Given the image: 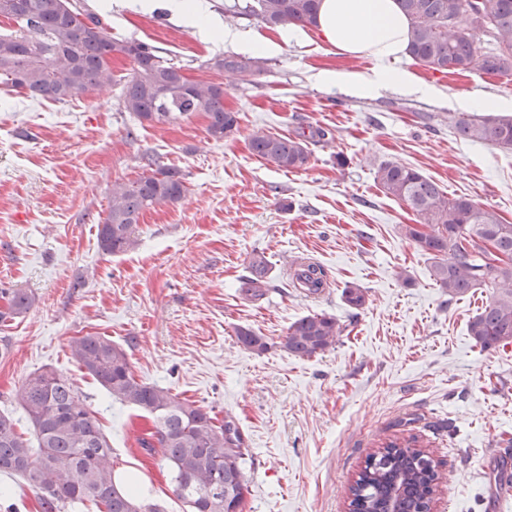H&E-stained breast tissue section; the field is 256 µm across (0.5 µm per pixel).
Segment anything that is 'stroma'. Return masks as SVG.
Instances as JSON below:
<instances>
[{
	"mask_svg": "<svg viewBox=\"0 0 512 512\" xmlns=\"http://www.w3.org/2000/svg\"><path fill=\"white\" fill-rule=\"evenodd\" d=\"M132 2L76 0L113 37L145 42L191 79L223 85L239 130L213 140L201 113L140 123L121 109L116 83L66 103L0 86V288L35 298L0 327L9 342L0 413L33 439L21 386L34 372L62 374L94 411L117 472L136 474L166 512H185L168 473L135 444L147 420L70 357L71 337L109 336L127 346L138 379L235 420L248 448L244 512H348L368 456L413 436L440 463L433 512H494L496 467L512 466V344H475L468 323L488 291L452 299L438 288L431 257L401 233L414 213L374 177L381 163H405L512 222V152L456 139L460 111L446 102L457 94L511 100L512 78L423 69L420 78L443 97L393 88L362 97L317 74L365 71L369 62L336 55L314 30L266 56L261 73L229 74L216 62L234 47ZM257 127H320L333 138L312 145L307 169L286 172L251 153ZM153 162L180 170L186 197L143 214L134 250L104 253L97 226L109 188ZM257 253L269 262V290L253 301L241 281ZM297 257L326 269L325 295L291 287ZM349 284L364 289L362 308L345 304ZM316 313L343 325L335 347L288 354L289 325ZM238 326L264 336L267 350L240 345Z\"/></svg>",
	"mask_w": 512,
	"mask_h": 512,
	"instance_id": "35a3bbf8",
	"label": "stroma"
}]
</instances>
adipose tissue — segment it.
Masks as SVG:
<instances>
[{"mask_svg": "<svg viewBox=\"0 0 512 512\" xmlns=\"http://www.w3.org/2000/svg\"><path fill=\"white\" fill-rule=\"evenodd\" d=\"M203 38L223 40L247 52L273 55L284 44L307 38L306 28L290 25L282 28L278 39L261 34L232 30L212 18L201 23ZM409 22L397 0H322L317 31L337 55L370 62L368 71H323L320 81L341 85L353 93L368 95L387 88L405 93L437 95L436 87L426 84L410 69L400 68L409 43Z\"/></svg>", "mask_w": 512, "mask_h": 512, "instance_id": "adipose-tissue-1", "label": "adipose tissue"}]
</instances>
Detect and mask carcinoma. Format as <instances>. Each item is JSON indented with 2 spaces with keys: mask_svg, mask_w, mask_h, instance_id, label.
Segmentation results:
<instances>
[{
  "mask_svg": "<svg viewBox=\"0 0 512 512\" xmlns=\"http://www.w3.org/2000/svg\"><path fill=\"white\" fill-rule=\"evenodd\" d=\"M409 20V56L427 70L463 74L475 68L512 77V0H480L484 27L469 20L470 0H397ZM70 0H0L17 30L0 35V84L32 98L69 102L93 97L112 81L114 56L131 59L120 105L140 122H171L203 112L207 134L224 139L238 130V113L224 110V87L188 82L182 67L168 63L150 45L112 37L96 16L83 14L77 23ZM243 10L270 27L317 24L318 0H249ZM492 46L480 47L479 35ZM217 66L241 75L263 70L259 57L228 56ZM456 138L512 151V116L466 115L452 125ZM315 128L293 135L256 130L250 148L257 158L278 168H307L309 144L327 138ZM375 180L388 196L404 203L417 217L403 234L434 259L433 277L451 298L474 288L490 292V301L468 325L483 350L512 344V224L467 195H449L407 164L390 161L378 166ZM188 192L183 174L155 165L133 181H115L109 189V210L98 225L101 250L110 255L137 245V224L144 211L174 206ZM268 261L255 254L242 292L254 300L265 296ZM292 287L317 297L329 287L320 264L302 263ZM348 306L365 304L364 291L343 290ZM34 297L22 290L0 289V325L30 311ZM343 326L333 315L313 314L288 326L282 347L291 355L312 358L336 344ZM243 347L267 350L265 338L251 329L236 328ZM72 358L112 397L152 421L137 439L150 457L166 467L174 493L189 512H243L248 491L243 463L244 439L233 419L219 422L213 409L181 399L170 390L137 379L127 349L108 336H76L69 341ZM21 406L37 435L31 447L15 423L0 414V472L19 475L39 496L44 512H70L86 503L99 512H164L145 503L115 482L112 448L78 389L53 371L34 373L22 386ZM439 462L417 438L383 444L369 456L351 487L349 512H432L438 490Z\"/></svg>",
  "mask_w": 512,
  "mask_h": 512,
  "instance_id": "cac0c4a2",
  "label": "carcinoma"
}]
</instances>
